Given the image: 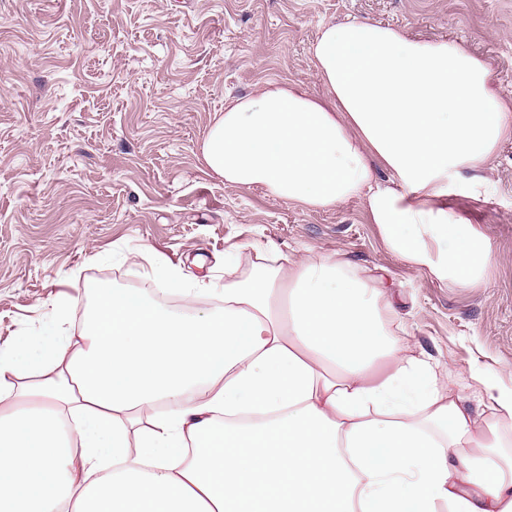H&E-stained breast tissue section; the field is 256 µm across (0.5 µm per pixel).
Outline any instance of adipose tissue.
Wrapping results in <instances>:
<instances>
[{"label":"adipose tissue","instance_id":"adipose-tissue-1","mask_svg":"<svg viewBox=\"0 0 512 512\" xmlns=\"http://www.w3.org/2000/svg\"><path fill=\"white\" fill-rule=\"evenodd\" d=\"M309 53L323 95L269 81L227 101L201 163L306 208L361 200L417 270L480 277L490 240L445 199L512 128L485 62L362 20L321 26ZM279 253L222 288L154 268L185 314L94 283L75 332L58 295L1 347L0 512H512V388L473 373L481 420L392 336L386 289L337 254Z\"/></svg>","mask_w":512,"mask_h":512}]
</instances>
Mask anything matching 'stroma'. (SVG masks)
<instances>
[{
	"label": "stroma",
	"mask_w": 512,
	"mask_h": 512,
	"mask_svg": "<svg viewBox=\"0 0 512 512\" xmlns=\"http://www.w3.org/2000/svg\"><path fill=\"white\" fill-rule=\"evenodd\" d=\"M357 18L423 39L462 40L512 97V0H0V346L32 333L61 292L143 288L172 301L153 265L221 277L254 247L337 253L389 289L392 331L451 370L482 412L474 369L512 387V133L448 210L491 241L478 281L445 283L391 252L362 202L308 210L228 186L199 160L224 102L271 80L322 85L309 54L321 25Z\"/></svg>",
	"instance_id": "1"
}]
</instances>
